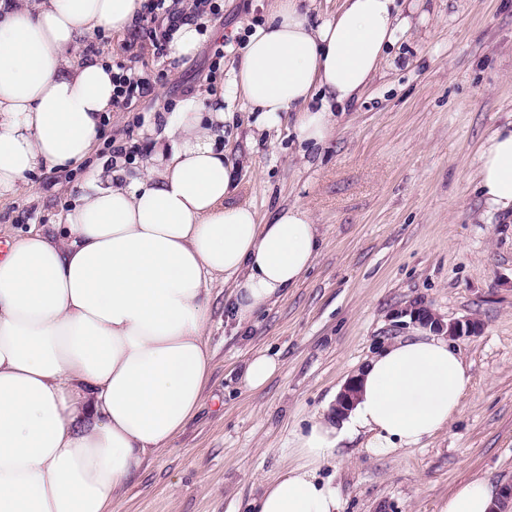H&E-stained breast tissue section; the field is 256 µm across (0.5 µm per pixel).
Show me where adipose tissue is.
I'll return each mask as SVG.
<instances>
[{"label":"adipose tissue","instance_id":"1","mask_svg":"<svg viewBox=\"0 0 512 512\" xmlns=\"http://www.w3.org/2000/svg\"><path fill=\"white\" fill-rule=\"evenodd\" d=\"M278 0L234 71L268 125L294 115L322 143L409 25L400 0H344L333 15ZM143 0H0V194L32 173L84 169L58 231L13 238L0 257V512H113L129 483L197 414L212 356L209 285L232 288L243 328L312 267L321 229L293 205L260 223L226 205L236 172L220 144L223 96H191L163 113L139 177L122 159L89 166L113 108L112 62L82 59L99 27L130 30ZM488 210L512 212V121L480 148ZM472 373L446 336L396 340L357 373L348 413L327 410L291 441L297 461L263 485L252 512H343L318 471L344 442L380 456L411 448L459 414ZM489 481L458 485L440 512H491Z\"/></svg>","mask_w":512,"mask_h":512}]
</instances>
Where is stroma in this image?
I'll return each instance as SVG.
<instances>
[{"instance_id": "35a3bbf8", "label": "stroma", "mask_w": 512, "mask_h": 512, "mask_svg": "<svg viewBox=\"0 0 512 512\" xmlns=\"http://www.w3.org/2000/svg\"><path fill=\"white\" fill-rule=\"evenodd\" d=\"M273 6L223 0L219 17L205 20L201 51L175 62L147 50L131 57L127 39L100 29L96 52L154 81L108 113L94 159L122 147L128 175L139 176L163 133L157 114L229 83L238 57L209 72L216 45L246 37ZM404 12L408 30L322 145L299 142L291 117L269 129L243 98L225 101L224 155L237 171L230 204L264 220L306 206L323 247L305 279L244 333L226 319L229 287L211 284V399L127 488L119 512H248L262 484L293 463V431L365 360L415 334L408 311L417 304L481 323L457 341L473 376L461 412L391 455L351 443L322 476L339 486L345 512H438L463 481L512 485V218L487 211L474 183L485 136L512 118V0H405ZM83 178L41 170L1 195L0 247L56 223ZM258 349L275 353L281 369L247 391L238 373Z\"/></svg>"}]
</instances>
